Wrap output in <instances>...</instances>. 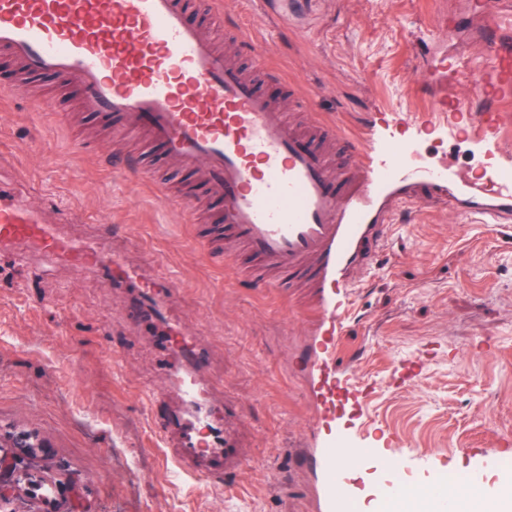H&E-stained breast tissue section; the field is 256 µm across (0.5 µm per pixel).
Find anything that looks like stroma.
<instances>
[{
	"mask_svg": "<svg viewBox=\"0 0 512 512\" xmlns=\"http://www.w3.org/2000/svg\"><path fill=\"white\" fill-rule=\"evenodd\" d=\"M222 2L225 25L245 27L287 80L261 90L302 124L315 111L369 131L376 153L403 140L426 163L484 169L487 145L432 122L436 88L400 93L432 62L428 30L439 29L443 50L479 52L471 0H304L284 32L256 0ZM1 82L22 89L0 99V173L47 223L57 206L73 209L74 237L106 238L125 266L176 283L173 328L206 351L219 385L212 403L241 406L243 460L227 475L180 469L162 429L179 396L154 325L136 321L106 275L10 251H0V454L56 484L57 512H319L318 476L305 463L324 436L304 360L309 289L260 288L246 277L250 256L225 261L221 197L157 149L151 173L135 176L127 161L140 143L115 140L111 119L83 111L74 86L21 78L2 54ZM154 178L175 201L155 196ZM360 281L338 352L368 388L350 424L354 446L407 449L409 483L454 474L489 488L512 477V223L400 209ZM156 390L167 396L153 405ZM25 440L38 444L35 457ZM494 449L498 467L484 471Z\"/></svg>",
	"mask_w": 512,
	"mask_h": 512,
	"instance_id": "1",
	"label": "stroma"
}]
</instances>
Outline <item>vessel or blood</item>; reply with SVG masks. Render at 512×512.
<instances>
[{
	"label": "vessel or blood",
	"instance_id": "b4317fda",
	"mask_svg": "<svg viewBox=\"0 0 512 512\" xmlns=\"http://www.w3.org/2000/svg\"><path fill=\"white\" fill-rule=\"evenodd\" d=\"M484 44L478 57L459 52L452 70L423 72V85H458L474 77L483 102L471 114L468 136L492 143L496 158L483 180L447 165L420 166L409 146L393 142L384 160L363 139L336 124L322 134L343 146L340 162L300 136L282 106L259 93L252 80L187 19L184 0H0V53L26 73H51L78 84L81 106L120 120L123 134L147 131L152 146L175 157L204 186L224 199L223 224L261 266L275 271L257 278L261 288L283 290L291 279L306 282L317 312L316 387L329 433L312 460L322 474V512H350L361 495L378 504L402 497L406 463L393 453L386 466L360 456L340 434L343 415H354L365 389L340 372L337 347L347 309L334 289L352 292L357 272L371 265L388 240L395 212L416 206L421 190L491 227L512 220V0H487L482 10ZM68 211L41 221L28 203L0 192V247L15 246L69 261L76 269L101 268L122 280L125 271L98 244L66 235ZM167 278L151 296L137 294L138 318L160 319L177 298ZM176 358L182 404L170 420L176 456L196 473L239 468L235 438L214 423L203 394L209 381L203 354L189 337L163 340ZM374 468L375 478L357 485L353 468Z\"/></svg>",
	"mask_w": 512,
	"mask_h": 512
}]
</instances>
